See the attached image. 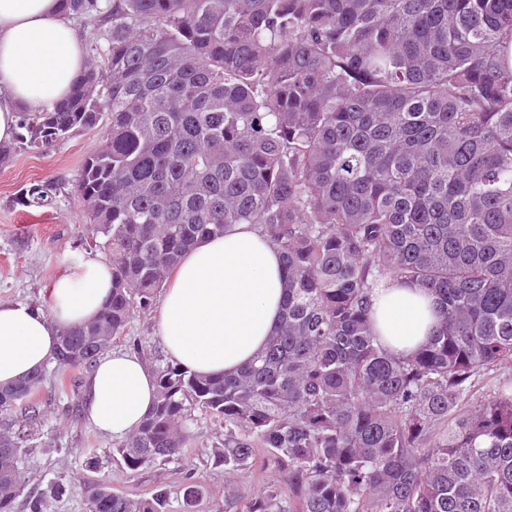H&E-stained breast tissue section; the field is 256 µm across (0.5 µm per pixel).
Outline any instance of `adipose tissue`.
<instances>
[{
    "label": "adipose tissue",
    "mask_w": 512,
    "mask_h": 512,
    "mask_svg": "<svg viewBox=\"0 0 512 512\" xmlns=\"http://www.w3.org/2000/svg\"><path fill=\"white\" fill-rule=\"evenodd\" d=\"M85 69V39L60 0H0V146L15 140L22 113L68 99ZM285 277L278 251L257 225L234 224L198 243L162 297L157 335L169 359L213 376L250 362L279 323ZM111 295L110 270L90 258L78 276L52 284L48 310L0 303V387L53 361L60 335L94 320ZM372 320L386 349L411 353L437 322L436 297L384 279ZM87 390V420L120 441L151 410L155 379L136 352L112 351L93 368Z\"/></svg>",
    "instance_id": "obj_1"
}]
</instances>
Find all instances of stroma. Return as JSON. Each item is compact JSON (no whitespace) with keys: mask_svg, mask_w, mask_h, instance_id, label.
<instances>
[{"mask_svg":"<svg viewBox=\"0 0 512 512\" xmlns=\"http://www.w3.org/2000/svg\"><path fill=\"white\" fill-rule=\"evenodd\" d=\"M103 131L79 132L52 150L15 147L0 164V302H20L48 308L49 288L64 273H79L88 258L104 260L99 237L87 224L74 193L85 158L100 147ZM43 185L47 204H23L21 189ZM159 307L133 314L130 335L143 342L147 362L163 363L167 356L156 334ZM41 397L43 417L23 455L25 482L14 512H28L33 495L49 502V512H86L88 488L109 479L112 488L132 495H149L163 486L178 492L186 471H194L205 490L200 512H224V469L213 460L224 445V429L200 411L189 422L192 446L180 459L126 473L113 459L111 437L98 431L84 412L73 410L69 395L58 392L46 379Z\"/></svg>","mask_w":512,"mask_h":512,"instance_id":"1","label":"stroma"}]
</instances>
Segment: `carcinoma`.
<instances>
[{"instance_id":"1","label":"carcinoma","mask_w":512,"mask_h":512,"mask_svg":"<svg viewBox=\"0 0 512 512\" xmlns=\"http://www.w3.org/2000/svg\"><path fill=\"white\" fill-rule=\"evenodd\" d=\"M103 43L76 90L22 115L48 151L104 125L75 193L112 297L60 336L56 378L90 371L183 255L256 224L287 272L280 325L234 373L153 368L116 444L136 473L224 427V512H512V0H62ZM387 276L435 294L408 355L372 327ZM46 378L0 388V512ZM263 465L280 479L243 492ZM205 489L185 474L180 512ZM87 512H169V492L91 489Z\"/></svg>"}]
</instances>
